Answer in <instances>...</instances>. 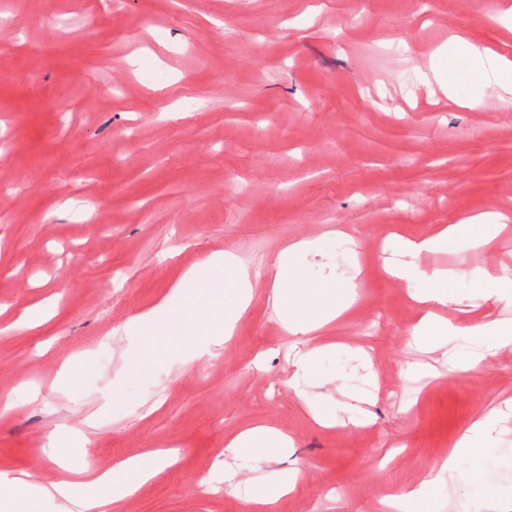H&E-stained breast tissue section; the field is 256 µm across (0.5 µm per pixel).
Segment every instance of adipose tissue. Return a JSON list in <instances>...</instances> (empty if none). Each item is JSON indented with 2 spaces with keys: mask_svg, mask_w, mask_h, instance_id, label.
I'll use <instances>...</instances> for the list:
<instances>
[{
  "mask_svg": "<svg viewBox=\"0 0 512 512\" xmlns=\"http://www.w3.org/2000/svg\"><path fill=\"white\" fill-rule=\"evenodd\" d=\"M465 52L477 68L467 78H460L456 70H449L445 90H455L459 81H467L475 95H483L486 88L495 86L512 93V59L489 49L465 44ZM507 226V218L499 212L467 216L456 223L442 227L432 236L411 240L400 236L387 240L385 249L404 254L400 263L387 265V272L408 282L412 299L422 305L424 313L414 325L411 336L421 350L436 352L448 342L466 336L486 345V353L462 354L452 366L464 372L477 371L487 354L512 348V319L488 323H473L468 319L451 321L436 314L439 306L462 303L454 285L465 279L470 284L472 297L512 305V270L493 273L477 268L469 272L448 268H424L420 259L426 254L442 253L451 249L465 250L476 246L493 245ZM320 240L302 239L280 251L267 270L273 303L279 310L282 323L293 335H308L324 330L346 311L355 300V285L348 282L331 286L313 281L307 274L308 259L319 253ZM188 280L200 299L187 302L181 290H174L169 298L148 313L129 322L127 329L139 338L140 354L128 361L130 371L142 369L148 353L157 341L187 342L183 362H190L208 354L211 346L229 341L242 314L253 300V286L248 268L230 250L214 255L194 265ZM512 412V402L505 409H494L482 414L460 436L446 457L437 464L434 475L412 488H403L388 495L386 504L395 512H433L432 495L439 482L458 467L461 460L470 463L472 481L487 491L490 512H512V488H492L480 458V444L500 423L504 411ZM291 439L278 429L259 424L238 433L229 443L233 456L260 463L288 451ZM177 454L173 451H155L128 458L111 471L92 480L55 485V493L79 507L81 512H104L107 505L132 495L137 487L154 477L161 469L173 465ZM298 479L297 470L280 473L276 481L266 476L253 478L244 500L246 504L267 507L280 496L291 492Z\"/></svg>",
  "mask_w": 512,
  "mask_h": 512,
  "instance_id": "adipose-tissue-1",
  "label": "adipose tissue"
}]
</instances>
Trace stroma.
I'll list each match as a JSON object with an SVG mask.
<instances>
[{"instance_id": "obj_1", "label": "stroma", "mask_w": 512, "mask_h": 512, "mask_svg": "<svg viewBox=\"0 0 512 512\" xmlns=\"http://www.w3.org/2000/svg\"><path fill=\"white\" fill-rule=\"evenodd\" d=\"M512 0H0V472L33 489L83 481L44 453L50 433H88L92 472L144 451L177 462L120 512H245L219 462L263 422L289 452L233 460L237 481L293 468L275 512H381L422 481L481 413L512 397V350L460 381L411 380L421 316L382 266L391 235L425 237L464 215L512 207V104L497 89L461 107L432 58L472 62L454 41L512 54L491 13ZM233 178L225 188V178ZM314 275L355 277L331 342L364 346L377 375L371 421L322 428L287 383L293 336L264 277L288 243L329 229ZM233 248L254 275L232 339L192 363L170 348L128 373L126 329ZM435 267L512 266V235L439 253ZM43 304L33 328L14 322ZM374 318L366 334L362 324ZM83 362L71 381L60 372ZM123 386L124 400L110 398ZM437 512H488L467 466L434 491Z\"/></svg>"}]
</instances>
